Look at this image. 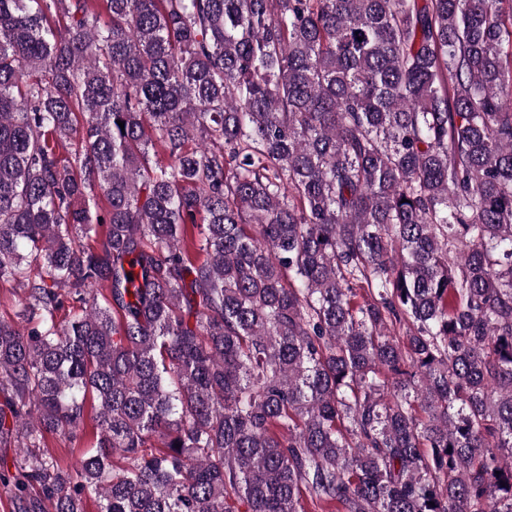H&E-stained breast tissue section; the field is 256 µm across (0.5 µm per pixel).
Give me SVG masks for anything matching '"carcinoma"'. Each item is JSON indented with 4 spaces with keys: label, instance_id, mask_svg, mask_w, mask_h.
Masks as SVG:
<instances>
[{
    "label": "carcinoma",
    "instance_id": "1",
    "mask_svg": "<svg viewBox=\"0 0 512 512\" xmlns=\"http://www.w3.org/2000/svg\"><path fill=\"white\" fill-rule=\"evenodd\" d=\"M502 2L0 0L13 512H512ZM92 432L93 422L89 413L86 419V429L83 433L82 440H77L70 444L68 441H61L58 437L49 435L47 439V449L63 468L72 469L77 465L81 457V448H85L86 443L93 437Z\"/></svg>",
    "mask_w": 512,
    "mask_h": 512
}]
</instances>
